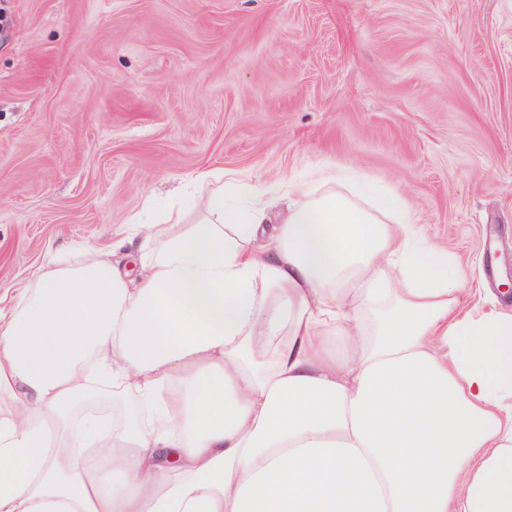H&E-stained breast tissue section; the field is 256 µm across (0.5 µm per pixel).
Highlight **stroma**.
Listing matches in <instances>:
<instances>
[{
    "label": "stroma",
    "mask_w": 512,
    "mask_h": 512,
    "mask_svg": "<svg viewBox=\"0 0 512 512\" xmlns=\"http://www.w3.org/2000/svg\"><path fill=\"white\" fill-rule=\"evenodd\" d=\"M202 171L393 195L512 310V0H0V292Z\"/></svg>",
    "instance_id": "1"
}]
</instances>
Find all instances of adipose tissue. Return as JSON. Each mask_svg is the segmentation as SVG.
I'll use <instances>...</instances> for the list:
<instances>
[{
    "label": "adipose tissue",
    "instance_id": "1",
    "mask_svg": "<svg viewBox=\"0 0 512 512\" xmlns=\"http://www.w3.org/2000/svg\"><path fill=\"white\" fill-rule=\"evenodd\" d=\"M196 180L0 294V512H512V311L395 198Z\"/></svg>",
    "mask_w": 512,
    "mask_h": 512
}]
</instances>
